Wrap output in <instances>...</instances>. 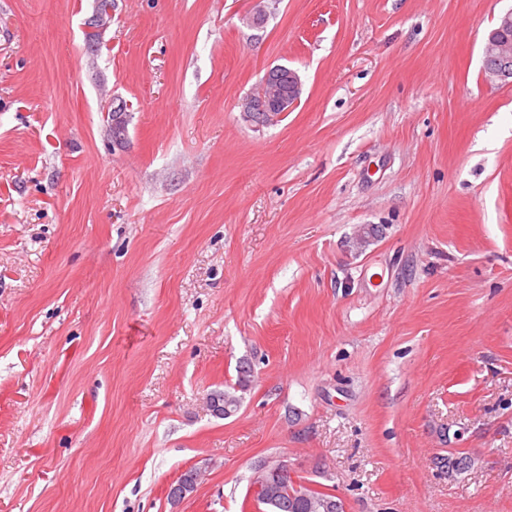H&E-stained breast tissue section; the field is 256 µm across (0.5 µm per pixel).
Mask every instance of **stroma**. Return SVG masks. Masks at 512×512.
<instances>
[{
  "mask_svg": "<svg viewBox=\"0 0 512 512\" xmlns=\"http://www.w3.org/2000/svg\"><path fill=\"white\" fill-rule=\"evenodd\" d=\"M511 9L0 0V512H512ZM500 29L492 32L484 49L483 70L491 80H506L512 76V42L502 37V33L512 29V10L500 17ZM512 37V30L507 31ZM284 73L288 82L283 81ZM302 92L300 76L286 66H276L264 74L255 93L241 100V112L258 126L270 125L296 107ZM256 474L252 481L254 488L269 492L273 501L279 495H288V493L292 498L305 497L303 494L295 495L288 489L292 485L295 490L299 491V486L295 481V472L283 460L269 459L261 462L256 468ZM198 474L195 470H186L183 472L175 484L169 489V498L173 505L183 501L187 494L192 493L197 486ZM308 495L310 497L312 503V510L308 511V506L304 503H299L295 500H292L289 496H280L281 500L276 505H273L272 502H267L264 498L262 492H255V500L265 505L269 512H340L342 511V506L336 502V500H328L332 499V497L326 493L319 492L313 490L311 488L307 489ZM327 502V503H326ZM324 503H326L324 505ZM324 505V508H323ZM338 507V511H336V507ZM325 509V510H324ZM324 510V511H323Z\"/></svg>",
  "mask_w": 512,
  "mask_h": 512,
  "instance_id": "35a3bbf8",
  "label": "stroma"
}]
</instances>
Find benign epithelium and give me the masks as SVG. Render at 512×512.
<instances>
[{
	"label": "benign epithelium",
	"instance_id": "benign-epithelium-1",
	"mask_svg": "<svg viewBox=\"0 0 512 512\" xmlns=\"http://www.w3.org/2000/svg\"><path fill=\"white\" fill-rule=\"evenodd\" d=\"M112 16V5L105 10L97 11L94 19L88 24L86 42L95 44L98 31L104 18ZM500 29L492 32L484 49L483 70L491 80H506L512 77V42L502 37V33L512 29V10L500 17ZM303 86L300 76L286 66L269 69L261 79L255 93L244 97L240 106L242 114L249 121L259 125L276 123L286 113L292 111L300 101ZM127 104L122 102L112 109V137L120 142L124 139L126 129ZM198 474L190 469L183 472L175 484L169 489V498L174 505L183 501L187 494L196 489ZM253 486L257 490L269 492L271 500L290 489H299L295 481V472L283 460L269 459L261 462L256 468Z\"/></svg>",
	"mask_w": 512,
	"mask_h": 512
}]
</instances>
